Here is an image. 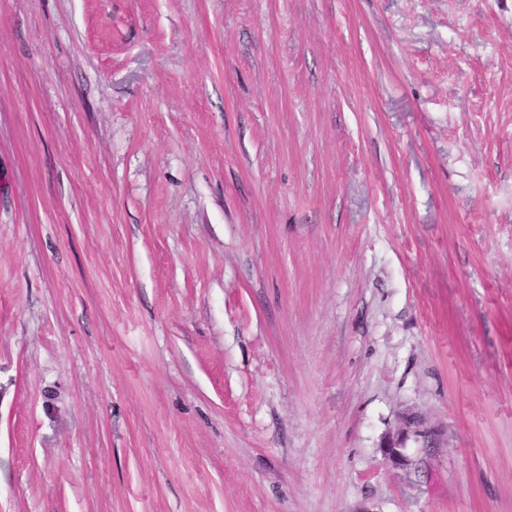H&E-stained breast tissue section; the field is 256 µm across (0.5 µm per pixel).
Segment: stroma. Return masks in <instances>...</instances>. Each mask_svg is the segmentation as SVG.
<instances>
[{"instance_id":"1","label":"stroma","mask_w":512,"mask_h":512,"mask_svg":"<svg viewBox=\"0 0 512 512\" xmlns=\"http://www.w3.org/2000/svg\"><path fill=\"white\" fill-rule=\"evenodd\" d=\"M0 512H512V0H0Z\"/></svg>"}]
</instances>
